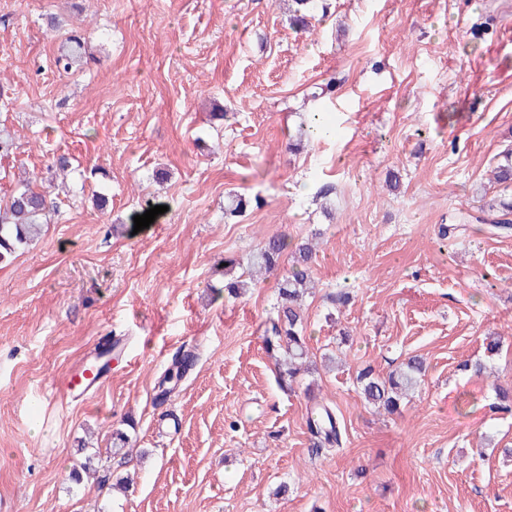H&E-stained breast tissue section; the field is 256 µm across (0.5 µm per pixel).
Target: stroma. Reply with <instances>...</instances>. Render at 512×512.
Wrapping results in <instances>:
<instances>
[{
	"label": "stroma",
	"instance_id": "1",
	"mask_svg": "<svg viewBox=\"0 0 512 512\" xmlns=\"http://www.w3.org/2000/svg\"><path fill=\"white\" fill-rule=\"evenodd\" d=\"M74 30L86 55L63 75ZM314 112L335 135L287 152ZM0 129V204L72 161L39 241L0 266V512H512V415L491 409L512 387V229L485 220L512 199L489 181L512 149V0H326L306 34L288 0H0ZM236 192L265 204L225 214ZM142 197L167 210L133 235ZM277 234L315 243L309 352L343 358L291 392L263 345L276 277L224 291L225 257ZM112 337L133 363L62 400ZM184 347L198 360L156 404ZM414 355L410 402L365 407L357 372ZM316 399L340 452L312 451ZM130 421L125 466L106 450ZM89 454L97 475L73 481Z\"/></svg>",
	"mask_w": 512,
	"mask_h": 512
}]
</instances>
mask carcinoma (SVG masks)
<instances>
[{"mask_svg": "<svg viewBox=\"0 0 512 512\" xmlns=\"http://www.w3.org/2000/svg\"><path fill=\"white\" fill-rule=\"evenodd\" d=\"M321 0H292L293 10L289 21L293 29L306 32L312 27L315 11ZM84 42L81 35L73 32L60 48L56 59L58 70L70 71L83 58ZM312 129L303 128L306 137H314L318 142L333 134V126L323 116L313 118ZM506 162L494 171L495 183L512 182V153L506 152ZM55 201L47 190L36 191L29 184L16 189L9 200L0 204V264L11 260L13 255L37 240L41 233L43 220L54 208ZM265 200L260 196L253 198L242 194L230 195V214H238L249 207L260 208ZM288 248L287 238L283 235L272 236L263 244L241 259L226 258L227 267L233 269L242 264L249 269L275 273L282 256ZM313 247L308 243L296 246L292 271L278 283L277 303L274 315L269 318V327L264 336L268 354L275 361L277 383L288 390L298 383L302 376L310 373L306 365V336L302 317V300L307 293V283L311 272ZM195 356L185 353L173 363L175 374H167L162 383H168L173 377H182L194 365ZM425 361L411 356L402 363L401 369L388 377H382L367 366L356 376L360 394L364 401L376 409L389 413L396 412L402 398L417 390L421 377L425 375ZM307 426L319 446L342 445V428L335 412L328 406L316 403L309 411Z\"/></svg>", "mask_w": 512, "mask_h": 512, "instance_id": "cac0c4a2", "label": "carcinoma"}]
</instances>
